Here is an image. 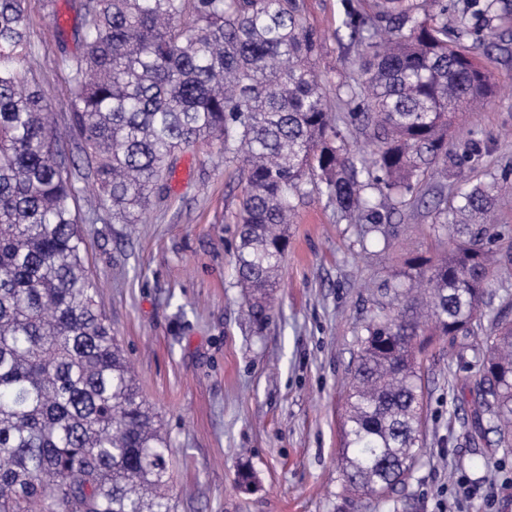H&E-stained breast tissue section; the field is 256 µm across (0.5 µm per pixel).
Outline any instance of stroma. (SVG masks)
Returning <instances> with one entry per match:
<instances>
[{
	"label": "stroma",
	"mask_w": 512,
	"mask_h": 512,
	"mask_svg": "<svg viewBox=\"0 0 512 512\" xmlns=\"http://www.w3.org/2000/svg\"><path fill=\"white\" fill-rule=\"evenodd\" d=\"M366 0H306L308 23L323 34L321 81L332 109L346 111L337 84L355 76L356 49L343 21ZM39 81L51 120L69 118V83L60 53L82 50L48 34L42 0H28ZM494 46L479 57L495 91L459 125L452 148L470 158L471 182L512 170V11L476 19ZM242 194L217 145L180 152L143 223L98 219L94 190L78 196L98 301L170 448L175 512H397L395 501L347 497L340 480L342 414L367 313L369 288L403 270L412 255L432 256L428 208L398 228L388 248L360 253L356 225L340 220L325 196L310 193L288 227L280 286L264 322L242 315L233 252ZM486 338L440 339L423 355L425 448L404 490L415 512H512V447L495 434L470 444L479 353ZM251 468L252 490L236 489Z\"/></svg>",
	"instance_id": "35a3bbf8"
}]
</instances>
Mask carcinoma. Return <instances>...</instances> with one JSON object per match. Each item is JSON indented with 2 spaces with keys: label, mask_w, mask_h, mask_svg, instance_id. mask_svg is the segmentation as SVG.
Listing matches in <instances>:
<instances>
[{
  "label": "carcinoma",
  "mask_w": 512,
  "mask_h": 512,
  "mask_svg": "<svg viewBox=\"0 0 512 512\" xmlns=\"http://www.w3.org/2000/svg\"><path fill=\"white\" fill-rule=\"evenodd\" d=\"M497 0H465L483 15ZM304 0H80L84 51L58 65L84 165L67 162L35 75L26 0H0V512H174L169 446L84 261L80 181L113 222L135 224L165 191L177 153L216 141L244 183L234 267L246 315L270 308L288 224L312 186L360 243L390 245L392 217L430 199L434 256L411 257L370 297L343 422L342 481L357 496L405 486L425 436L419 354L435 337L484 341L467 438L512 447V318L490 290L512 251L494 222L499 180L456 188L457 106L493 93L467 27L448 38L446 0H372L344 21L360 112L333 114L321 38ZM373 146L367 160L340 126Z\"/></svg>",
  "instance_id": "1"
}]
</instances>
